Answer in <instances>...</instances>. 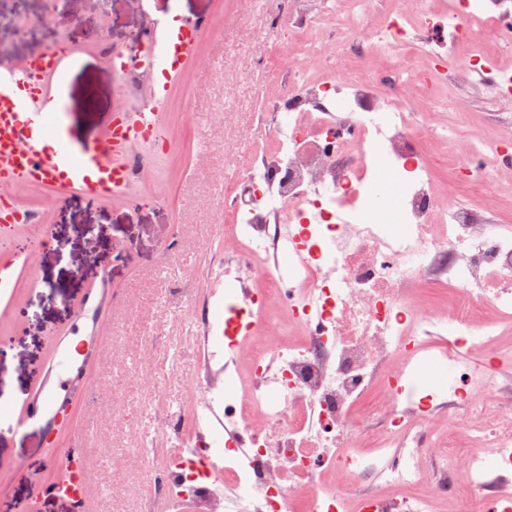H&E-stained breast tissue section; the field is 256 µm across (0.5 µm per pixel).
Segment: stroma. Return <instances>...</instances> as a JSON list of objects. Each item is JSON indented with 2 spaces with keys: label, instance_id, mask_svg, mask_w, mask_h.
<instances>
[{
  "label": "stroma",
  "instance_id": "1",
  "mask_svg": "<svg viewBox=\"0 0 512 512\" xmlns=\"http://www.w3.org/2000/svg\"><path fill=\"white\" fill-rule=\"evenodd\" d=\"M73 22L20 29L45 0H0V63L19 65L54 45L68 46L63 94L72 137L103 145L106 121L134 108L148 85L138 75L112 69L115 55L133 50L149 19L171 14L204 17L215 34L197 45L181 77L169 87L161 125L170 147L143 144L151 174L125 195L102 197L48 187L0 185V199L13 198L36 212L37 223L15 225L33 260L21 269L19 287L0 299V403L22 404L42 382L56 337L93 336L105 350L85 372L99 387L98 405L87 393L73 397V420L59 446H81L96 467L89 485L91 512H142L145 474L141 445L125 433V421L152 432L184 416L202 392L207 368H223V355L205 361L204 338L220 340L224 322L214 314L223 289L210 285L224 260V178L251 158L249 146L224 149L225 129L249 128L264 136L269 123L257 93L261 75L254 53L280 41L262 21L265 0H62ZM423 124L438 118L459 141L490 125L512 122V106L487 113L474 92H461L460 109L433 115L427 100L410 105ZM52 227L43 235L41 225ZM98 263L89 268L87 256ZM105 288L112 302L106 316L82 322L85 294ZM211 310L201 329L181 309L185 300ZM51 448L31 426L0 421V512H71L67 500L42 494L56 475Z\"/></svg>",
  "mask_w": 512,
  "mask_h": 512
}]
</instances>
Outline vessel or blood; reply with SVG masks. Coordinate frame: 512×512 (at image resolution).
I'll use <instances>...</instances> for the list:
<instances>
[{
	"instance_id": "b4317fda",
	"label": "vessel or blood",
	"mask_w": 512,
	"mask_h": 512,
	"mask_svg": "<svg viewBox=\"0 0 512 512\" xmlns=\"http://www.w3.org/2000/svg\"><path fill=\"white\" fill-rule=\"evenodd\" d=\"M208 20L173 18L164 22L142 43L133 55L113 59L116 71L142 69L159 73L163 82L153 83L148 91L150 103L136 112L134 121H127L125 112L111 115L106 130V143L90 148L68 140L63 125L64 106L54 101L47 88V79L64 70L66 59L50 49L31 58L23 66L0 67V183L17 185L38 182L50 188L75 190L88 195L111 196L122 191L131 174L116 157L127 138L156 127L160 121V105L168 85L186 67L192 48L208 30ZM304 244L299 234L286 233L277 247L276 269L280 278L301 265ZM101 348L92 337L80 339L63 336L58 340L49 366L47 382L32 394L23 409L6 407L10 418L38 427L53 425L68 411L71 392L90 386L83 366ZM413 371L419 382L437 387L445 373L437 362L415 361ZM82 451L78 448L58 449L55 465L61 473L52 484L53 494L66 495L73 512H90L87 493L83 489L86 472L76 462Z\"/></svg>"
}]
</instances>
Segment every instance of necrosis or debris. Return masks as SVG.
Masks as SVG:
<instances>
[{"label":"necrosis or debris","instance_id":"1","mask_svg":"<svg viewBox=\"0 0 512 512\" xmlns=\"http://www.w3.org/2000/svg\"><path fill=\"white\" fill-rule=\"evenodd\" d=\"M370 0H274L264 15L288 39L259 66L278 80V53L303 47L288 81L267 104L271 122L254 158L224 181V270L242 299L261 296L240 355L250 366L225 414L248 433L247 448L214 449L222 487L175 468L160 488L172 512H495L512 496V225L478 218L441 196L424 158L428 140L453 141L416 124L403 96L421 88L454 107L458 73L481 87L487 110L504 97L492 62L512 55L499 29L512 0H445L431 30L414 8L373 29L363 49L407 60L384 90L356 71L353 53L321 31L351 19L362 27ZM512 129L475 133L461 151L458 181L495 188L493 172ZM403 175L400 207L371 199L381 165ZM401 221L397 250L379 224ZM309 225L305 260L289 283L274 269L286 227ZM443 292V307L419 291ZM448 367L445 426L431 429L425 401H406L391 382L409 351Z\"/></svg>","mask_w":512,"mask_h":512}]
</instances>
